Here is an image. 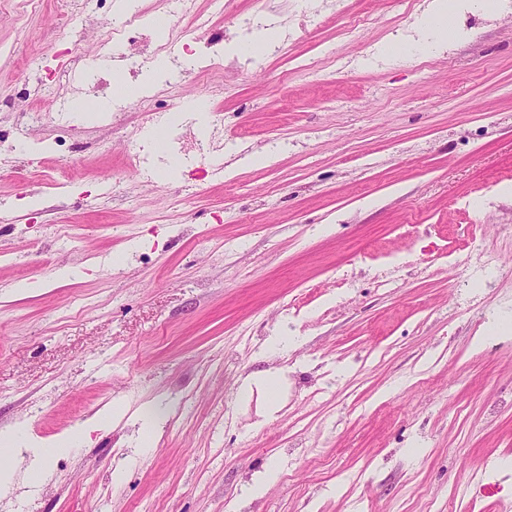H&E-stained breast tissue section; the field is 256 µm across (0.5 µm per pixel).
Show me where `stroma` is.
Listing matches in <instances>:
<instances>
[{"label": "stroma", "mask_w": 512, "mask_h": 512, "mask_svg": "<svg viewBox=\"0 0 512 512\" xmlns=\"http://www.w3.org/2000/svg\"><path fill=\"white\" fill-rule=\"evenodd\" d=\"M315 6L7 0L0 436L87 435L0 512H512V0L425 50L427 0Z\"/></svg>", "instance_id": "stroma-1"}]
</instances>
